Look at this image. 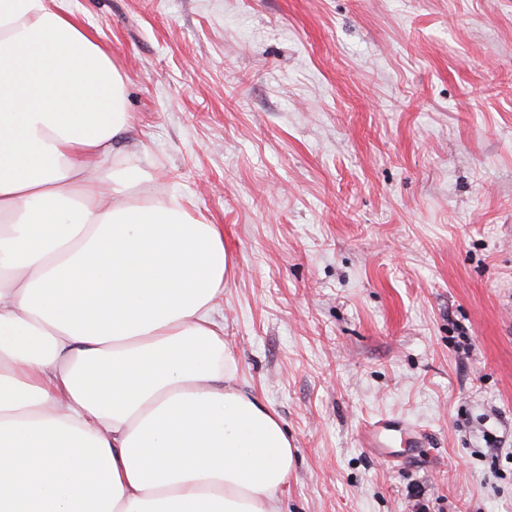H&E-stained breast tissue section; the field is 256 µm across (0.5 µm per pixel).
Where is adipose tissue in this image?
Instances as JSON below:
<instances>
[{"mask_svg":"<svg viewBox=\"0 0 512 512\" xmlns=\"http://www.w3.org/2000/svg\"><path fill=\"white\" fill-rule=\"evenodd\" d=\"M107 50L0 0V512H281L293 446L235 384L221 225L112 144Z\"/></svg>","mask_w":512,"mask_h":512,"instance_id":"obj_1","label":"adipose tissue"}]
</instances>
